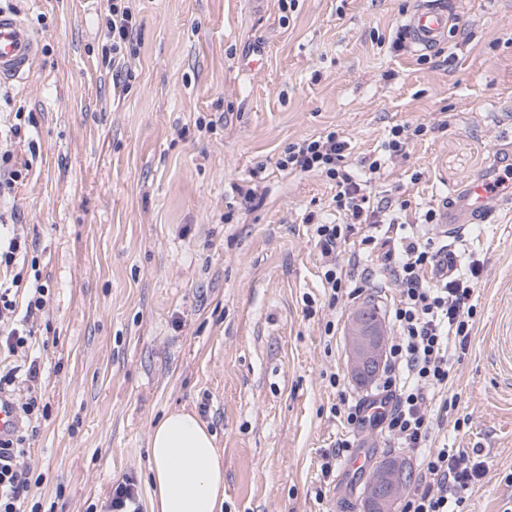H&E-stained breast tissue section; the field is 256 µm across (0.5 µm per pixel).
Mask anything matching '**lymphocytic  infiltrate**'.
I'll return each mask as SVG.
<instances>
[{
  "label": "lymphocytic infiltrate",
  "instance_id": "lymphocytic-infiltrate-1",
  "mask_svg": "<svg viewBox=\"0 0 512 512\" xmlns=\"http://www.w3.org/2000/svg\"><path fill=\"white\" fill-rule=\"evenodd\" d=\"M107 34L112 39L114 77L126 71L125 53L133 44L136 27L125 0H112L106 17ZM424 126L391 127L384 152L361 160L359 170L347 162V143L336 132L289 144L279 159L281 168L318 171L336 183L335 202L347 218L343 224H319L315 238L325 259L323 277L329 291V304H336L346 292L361 294L374 281L364 272L357 287H349L345 266H357V257L339 265L336 252L352 228H359L360 246L367 251L382 249L385 271L400 288V299L389 312L395 334L385 350L383 374L377 398L388 406L378 424L388 436L406 448H428L418 489L408 496L402 512H460L468 493L479 486L487 471L480 453L466 454L453 448L429 449L432 421L428 400L448 389L453 372L450 363L454 349L466 348L474 306V280L479 275L477 261L458 251L455 244L433 251L409 236L377 237L378 225L397 226L399 206L391 198L374 199L372 183L391 161L402 156L409 135H422ZM463 265L464 273L440 275L436 281L425 278L441 262ZM49 290L40 272L30 276L15 274L12 284L0 287V345L9 353L29 349L26 331L15 327L17 307H24L25 320H33L46 307ZM26 437L16 434L0 441V512H25L32 483L24 464Z\"/></svg>",
  "mask_w": 512,
  "mask_h": 512
}]
</instances>
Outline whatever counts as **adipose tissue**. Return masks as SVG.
<instances>
[{
    "label": "adipose tissue",
    "instance_id": "ef3b65f1",
    "mask_svg": "<svg viewBox=\"0 0 512 512\" xmlns=\"http://www.w3.org/2000/svg\"><path fill=\"white\" fill-rule=\"evenodd\" d=\"M151 512H221L224 460L193 413L174 409L149 437Z\"/></svg>",
    "mask_w": 512,
    "mask_h": 512
}]
</instances>
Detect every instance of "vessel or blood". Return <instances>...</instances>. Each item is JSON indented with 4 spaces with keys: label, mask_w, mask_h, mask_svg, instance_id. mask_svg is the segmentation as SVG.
I'll list each match as a JSON object with an SVG mask.
<instances>
[{
    "label": "vessel or blood",
    "mask_w": 512,
    "mask_h": 512,
    "mask_svg": "<svg viewBox=\"0 0 512 512\" xmlns=\"http://www.w3.org/2000/svg\"><path fill=\"white\" fill-rule=\"evenodd\" d=\"M458 20V12L448 5L447 0H422L407 18L405 26L417 50L430 52L447 40ZM38 48L36 37L20 16L0 9V80L25 79L38 57ZM511 200L512 190L503 188L497 170L493 169L471 182L458 204L442 211L440 221L452 236L475 222L491 203ZM17 428L15 403L0 393V440L9 438Z\"/></svg>",
    "instance_id": "vessel-or-blood-1"
}]
</instances>
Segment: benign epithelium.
<instances>
[{"label": "benign epithelium", "instance_id": "obj_1", "mask_svg": "<svg viewBox=\"0 0 512 512\" xmlns=\"http://www.w3.org/2000/svg\"><path fill=\"white\" fill-rule=\"evenodd\" d=\"M388 341L380 320L370 318L369 309L362 307L354 312L348 329L350 367L354 379L363 381L369 372L378 367ZM403 459L393 455L390 462L377 464L364 488L365 504L373 512H394L403 490L405 478Z\"/></svg>", "mask_w": 512, "mask_h": 512}]
</instances>
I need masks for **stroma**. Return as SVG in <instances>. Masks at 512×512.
Instances as JSON below:
<instances>
[{"label":"stroma","instance_id":"1","mask_svg":"<svg viewBox=\"0 0 512 512\" xmlns=\"http://www.w3.org/2000/svg\"><path fill=\"white\" fill-rule=\"evenodd\" d=\"M0 0L40 42L0 114L22 111L8 143L24 172L0 209L35 249L46 308L32 325L35 393L46 408L26 441L40 512H105L113 482L152 496L148 441L169 410L193 411L224 458L222 512H361L372 467L425 453L352 430L347 328L361 301L329 306L312 217L344 223L336 184L277 161L288 144L337 131L347 162L380 154L393 125H425L376 180L405 201V234L439 245L427 209L457 203L512 146V0H457L462 22L421 54L392 46L415 0H128L138 40L127 88L105 59L106 0ZM255 188L242 203L235 186ZM480 266L467 348L454 361L436 445L482 449L489 467L469 512L512 507V205L457 238ZM336 334H325L326 325ZM339 387H331L330 375ZM355 437L362 469L323 476Z\"/></svg>","mask_w":512,"mask_h":512}]
</instances>
